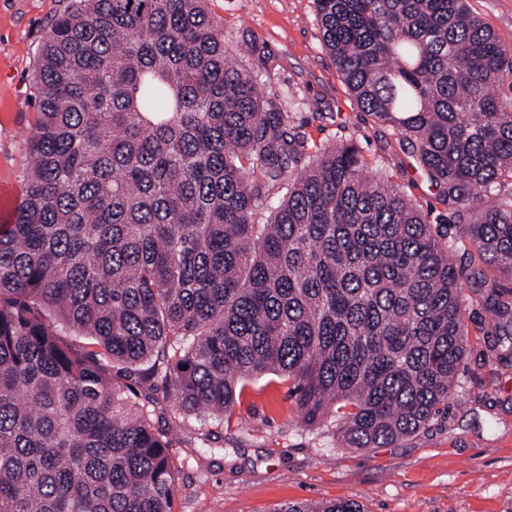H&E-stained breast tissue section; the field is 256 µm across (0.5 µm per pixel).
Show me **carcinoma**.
Returning <instances> with one entry per match:
<instances>
[{
  "mask_svg": "<svg viewBox=\"0 0 512 512\" xmlns=\"http://www.w3.org/2000/svg\"><path fill=\"white\" fill-rule=\"evenodd\" d=\"M204 2L70 0L49 23L0 227V512H172L158 382L182 423L224 425L275 373L349 448L415 434L466 355L462 277L512 361V287L475 266L512 277V48L466 0H314L357 105L451 212L432 224L353 141L309 152Z\"/></svg>",
  "mask_w": 512,
  "mask_h": 512,
  "instance_id": "1",
  "label": "carcinoma"
}]
</instances>
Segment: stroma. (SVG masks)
<instances>
[{
	"instance_id": "1",
	"label": "stroma",
	"mask_w": 512,
	"mask_h": 512,
	"mask_svg": "<svg viewBox=\"0 0 512 512\" xmlns=\"http://www.w3.org/2000/svg\"><path fill=\"white\" fill-rule=\"evenodd\" d=\"M69 0H0V189L24 192L36 115L33 76L52 17ZM512 47V0H467ZM225 47L308 141L351 140L367 170L398 185L436 222L447 210L417 168L408 141L353 99L326 52L314 0H208ZM468 351L448 407L412 437L349 448L302 420L289 383L246 387L210 444L195 423L174 431L173 512H268L288 501L354 500L366 512H512V365L488 350L493 321L466 290Z\"/></svg>"
}]
</instances>
